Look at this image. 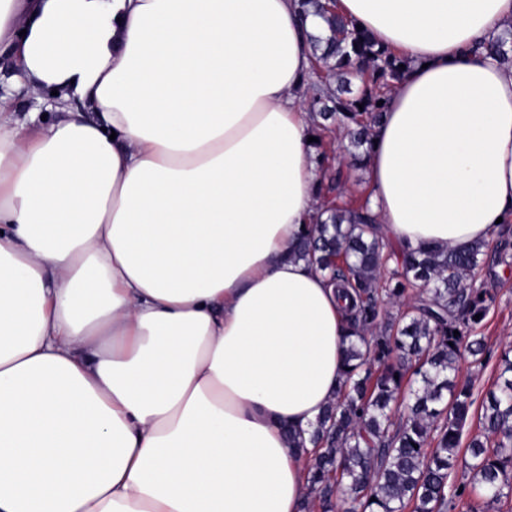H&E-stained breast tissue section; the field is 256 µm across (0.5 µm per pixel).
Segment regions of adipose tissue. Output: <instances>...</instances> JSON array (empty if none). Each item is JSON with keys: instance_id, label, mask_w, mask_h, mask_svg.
<instances>
[{"instance_id": "obj_1", "label": "adipose tissue", "mask_w": 512, "mask_h": 512, "mask_svg": "<svg viewBox=\"0 0 512 512\" xmlns=\"http://www.w3.org/2000/svg\"><path fill=\"white\" fill-rule=\"evenodd\" d=\"M410 61L373 131L396 250L512 223V0H337ZM323 22L297 0H0V53L61 118L0 99V512H306L344 379L317 216ZM79 107H71V100Z\"/></svg>"}]
</instances>
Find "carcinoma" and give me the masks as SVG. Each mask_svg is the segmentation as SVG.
Segmentation results:
<instances>
[{
    "instance_id": "1",
    "label": "carcinoma",
    "mask_w": 512,
    "mask_h": 512,
    "mask_svg": "<svg viewBox=\"0 0 512 512\" xmlns=\"http://www.w3.org/2000/svg\"><path fill=\"white\" fill-rule=\"evenodd\" d=\"M299 8L320 17L325 30L311 37L314 147L321 151L332 133L326 121H334L357 169L385 110L377 102L387 101L407 61L340 15L334 2L299 0ZM511 41L512 27L485 48L505 59ZM364 75L368 84L358 94L342 96V87ZM342 185L339 171L325 177L322 219L297 249L346 289L345 323L354 337L343 385L309 431V512H336L343 504L345 512H448L466 495L498 501L512 493V349L499 355L501 382L483 399L479 430L467 438L475 382L459 378L460 361L485 351L478 328L496 295L476 281L489 242L388 251L368 202L335 204ZM417 286L426 294L404 312L382 314L380 294L401 304ZM459 468L471 474L469 483L449 482Z\"/></svg>"
}]
</instances>
